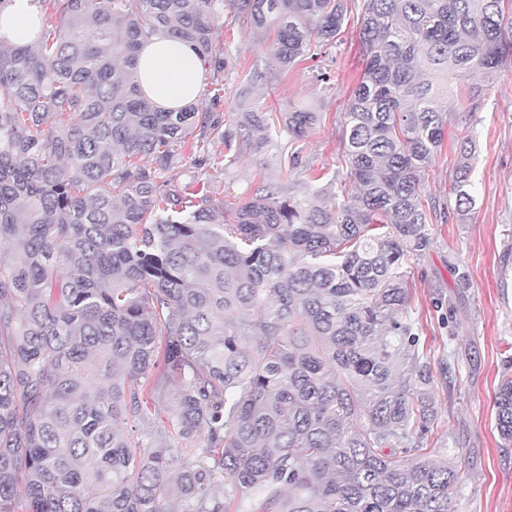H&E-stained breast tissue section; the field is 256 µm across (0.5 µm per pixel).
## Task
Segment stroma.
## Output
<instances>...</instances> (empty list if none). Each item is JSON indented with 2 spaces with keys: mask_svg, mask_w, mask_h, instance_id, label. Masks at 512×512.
I'll return each mask as SVG.
<instances>
[{
  "mask_svg": "<svg viewBox=\"0 0 512 512\" xmlns=\"http://www.w3.org/2000/svg\"><path fill=\"white\" fill-rule=\"evenodd\" d=\"M362 0H348V19L335 42L314 48L311 57L281 68L270 58L274 32H258L236 18L234 0H224L217 34L224 43V100L214 108L224 128L236 132L244 113L283 115L312 103L319 124L297 146L280 131L269 145L226 148L224 169L210 181L225 203L242 205L265 185L282 195L300 194L289 173V156L320 172V184L334 188L340 167L346 101L361 80L366 59L359 45ZM465 85L480 90L478 101L461 97L448 114V133L432 165L420 177L423 197L448 206L460 140L475 141L472 183L475 205L465 218L434 219L433 243L412 261L408 273L409 311L420 348L434 374L439 415L428 445L438 460L464 473L454 512H512V441L502 439L494 396L503 375L512 376V68L493 77L474 73ZM469 285L461 287L459 273Z\"/></svg>",
  "mask_w": 512,
  "mask_h": 512,
  "instance_id": "stroma-1",
  "label": "stroma"
}]
</instances>
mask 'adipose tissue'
<instances>
[{"instance_id": "adipose-tissue-1", "label": "adipose tissue", "mask_w": 512, "mask_h": 512, "mask_svg": "<svg viewBox=\"0 0 512 512\" xmlns=\"http://www.w3.org/2000/svg\"><path fill=\"white\" fill-rule=\"evenodd\" d=\"M41 22L40 0H0L1 45L35 44ZM203 72V64L190 43L160 32L141 47L135 79L154 105L177 110L201 98Z\"/></svg>"}]
</instances>
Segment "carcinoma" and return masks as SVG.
Returning a JSON list of instances; mask_svg holds the SVG:
<instances>
[{
    "mask_svg": "<svg viewBox=\"0 0 512 512\" xmlns=\"http://www.w3.org/2000/svg\"><path fill=\"white\" fill-rule=\"evenodd\" d=\"M34 46H0V512H451L463 475L425 447L434 376L407 264L431 243L420 173L454 83L512 61V0H363L346 178L238 207L174 184L183 148L261 147L156 109L134 79L158 32L224 68L223 0H41ZM288 67L341 32L345 0H237ZM320 113L284 125L298 141ZM460 145L458 216L474 203ZM175 381L164 412L149 407ZM512 440V378L494 398ZM175 434H166L163 419Z\"/></svg>",
    "mask_w": 512,
    "mask_h": 512,
    "instance_id": "obj_1",
    "label": "carcinoma"
}]
</instances>
